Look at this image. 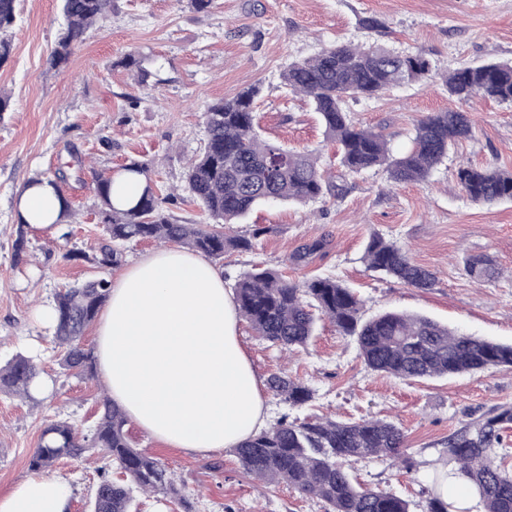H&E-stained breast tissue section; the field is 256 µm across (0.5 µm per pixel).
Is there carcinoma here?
<instances>
[{
    "instance_id": "1",
    "label": "carcinoma",
    "mask_w": 512,
    "mask_h": 512,
    "mask_svg": "<svg viewBox=\"0 0 512 512\" xmlns=\"http://www.w3.org/2000/svg\"><path fill=\"white\" fill-rule=\"evenodd\" d=\"M66 25L58 35L48 63H66L87 30L102 27L112 14L113 0H61ZM15 21V0H0V65L12 54L8 29ZM135 72L138 83H148L151 72L129 54L122 61ZM432 79L425 53L402 55L384 47L342 44L288 65L286 88L307 97L320 116L325 135L337 146L343 172L332 178L317 167L305 151L262 140L257 132L255 100L249 86L230 99L207 106L203 113L207 139L185 172V181L203 221L179 224L165 214L149 167L132 161L124 170L143 177L145 186L136 201L124 208L112 201V178L97 177L100 217L105 236L96 252L84 256L100 268L122 263L120 246L129 241L181 243L208 259H220L229 250L251 251L260 230L246 237L228 228L261 204L270 201L308 203L328 195L343 197L346 177L378 168L396 185L425 181L458 142L471 138L468 113L434 112L418 120L410 149L393 155L382 134L355 125L346 110L349 98L374 97L395 86ZM448 94L460 102L491 98L512 103V61L463 65L448 71ZM456 178L471 201L492 204L512 201V171L495 166H460ZM364 260L369 270L426 290L434 274L416 264L406 251L378 233L370 235ZM466 272L476 282H491L499 271L484 255L470 258ZM111 282L105 278L72 285L55 296L57 321L53 342L59 365L76 375L91 376L96 356L83 344V334L108 301ZM238 312L259 336L285 350L304 347L313 337L315 314L330 319L338 331L356 338L365 364L373 371L419 381L494 367L512 368V345L460 333L422 315L390 311L368 320L352 289L333 277L289 283L275 270L255 267L236 286ZM40 375L35 360L19 354L0 364V392L32 399L30 386ZM268 389L292 406L313 400V390L278 373L267 379ZM128 418L119 406L101 396L96 419L82 433L66 420L53 421L40 437L29 466L52 468L62 458H81L95 450L112 460L120 477L99 469L91 512H130L133 492L153 494L177 502L182 512H194L182 484L159 459L132 447ZM512 427V406H499L489 416L468 423L448 436L446 461L435 475L463 478L477 490L486 512H512V472L497 463L495 449L503 447V432ZM405 436L394 422L383 419L334 420L308 417L273 426L249 437L233 453L244 472L266 484L285 483L316 497L325 512H409L397 495L361 486L349 464L374 456L397 457L407 463ZM454 506L436 492L427 493L426 512H452Z\"/></svg>"
}]
</instances>
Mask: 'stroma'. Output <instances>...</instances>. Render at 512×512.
<instances>
[{"mask_svg": "<svg viewBox=\"0 0 512 512\" xmlns=\"http://www.w3.org/2000/svg\"><path fill=\"white\" fill-rule=\"evenodd\" d=\"M60 4L17 0V19L8 32L13 54L0 66V90L11 98L9 111L0 112V362L18 353L32 356L53 383L50 396L35 406L0 394V496L32 477L30 456L45 425L66 419L88 430L103 392L98 378L60 369L52 330L33 317L62 288L118 274L76 257L91 252L104 234L93 174H113L133 160L148 163L168 197L166 213L190 224L201 215L184 171L206 138L203 112L211 102L259 86L260 137L313 152L321 170L333 173L335 146L308 99L282 83L292 61L340 43L425 51L433 80L347 102L353 120L382 131L398 155L409 148L421 116L463 107L449 96L442 73L512 59V0H214L201 12L187 0H115L104 27L89 30L68 63L54 68L48 56L64 22ZM365 17L377 18L381 29L363 28ZM128 54L151 71L148 84L136 83L120 66ZM465 107L473 139L452 150L426 181L394 187L383 171L371 169L349 178L344 197L306 205L271 202L235 224L236 233L255 235L256 241L253 251L229 252L219 261L226 287L235 288L257 265L296 283L332 276L357 293L363 318L403 311L512 344V202L475 203L454 176L462 159L512 170V105L486 99ZM59 172L65 175L59 187L68 216L50 231L21 228L15 198L24 184ZM375 231L431 270L435 287L421 291L368 270L362 256ZM20 235L26 251L18 259L14 243ZM320 236L327 247L293 264L292 254ZM478 254L495 262L498 279L478 283L467 276L466 262ZM238 339L259 381L280 373L314 391L313 401L294 407L262 390L268 424L285 414L379 418L402 427L412 468L371 457L352 462L351 470L362 486L405 499L410 512H424L449 435L495 407L512 405V369L404 381L369 369L355 338L326 320L317 322L306 347L290 354L257 336L244 320ZM128 432L135 448L161 459L182 481L196 512H324L318 499L251 479L231 449L201 455L167 447L133 424ZM104 464L89 453L53 466L51 476L72 490L68 512H88Z\"/></svg>", "mask_w": 512, "mask_h": 512, "instance_id": "obj_1", "label": "stroma"}]
</instances>
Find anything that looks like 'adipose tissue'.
<instances>
[{"label": "adipose tissue", "instance_id": "ef3b65f1", "mask_svg": "<svg viewBox=\"0 0 512 512\" xmlns=\"http://www.w3.org/2000/svg\"><path fill=\"white\" fill-rule=\"evenodd\" d=\"M63 200L46 182L22 189L18 217L53 229ZM223 271L177 247L131 261L113 281L95 331L98 375L112 401L149 436L206 454L265 426L258 380L237 338ZM70 487L31 477L0 497V512H66Z\"/></svg>", "mask_w": 512, "mask_h": 512}]
</instances>
